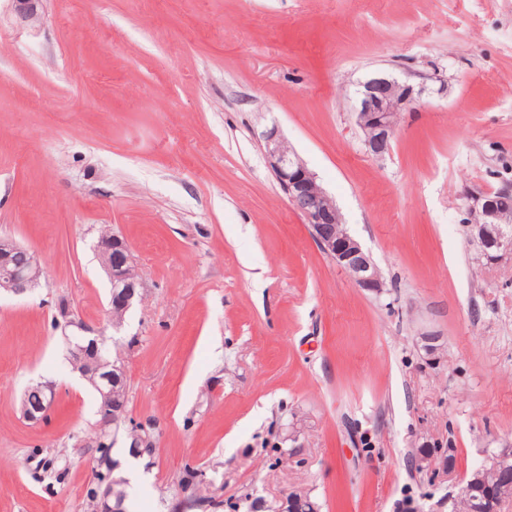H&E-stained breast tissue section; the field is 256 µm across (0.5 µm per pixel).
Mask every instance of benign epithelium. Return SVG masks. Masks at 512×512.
I'll list each match as a JSON object with an SVG mask.
<instances>
[{
    "mask_svg": "<svg viewBox=\"0 0 512 512\" xmlns=\"http://www.w3.org/2000/svg\"><path fill=\"white\" fill-rule=\"evenodd\" d=\"M23 21H40L42 0H12ZM428 78L417 83L400 81L387 73H377L363 82L358 92L355 123L363 134L365 151L376 159L390 154L398 116L415 108L428 91ZM268 167L284 193L290 207L309 224L313 239L326 257L350 275L356 287L382 292L380 273L370 255L349 233L334 199L303 160L291 149L280 128L273 124L260 132ZM465 227L468 239L481 258L496 261L512 254V186L495 191L465 193ZM98 257L110 284L108 313L112 328L124 323L126 313L141 300L142 282L125 239L117 234L98 240ZM29 254L28 265L16 262L14 254ZM44 276L36 254L13 238L0 237V288L14 295H24L39 287ZM74 369L95 388L109 385L102 394L111 399L99 410V429L117 432L125 416V399H112L115 387L126 378L125 365L114 360L103 362L89 355L87 348L70 349ZM125 479L114 478L107 484L99 503L100 512H126L125 496L119 487Z\"/></svg>",
    "mask_w": 512,
    "mask_h": 512,
    "instance_id": "7a95c632",
    "label": "benign epithelium"
}]
</instances>
